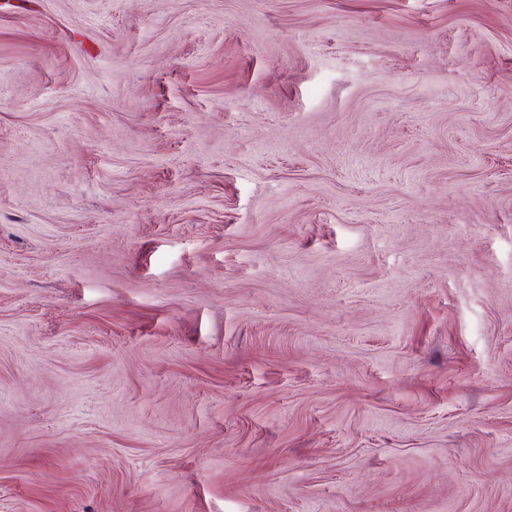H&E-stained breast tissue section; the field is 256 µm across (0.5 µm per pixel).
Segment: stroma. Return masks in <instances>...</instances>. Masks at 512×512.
<instances>
[{"label": "stroma", "mask_w": 512, "mask_h": 512, "mask_svg": "<svg viewBox=\"0 0 512 512\" xmlns=\"http://www.w3.org/2000/svg\"><path fill=\"white\" fill-rule=\"evenodd\" d=\"M0 512H512V0H5Z\"/></svg>", "instance_id": "stroma-1"}]
</instances>
